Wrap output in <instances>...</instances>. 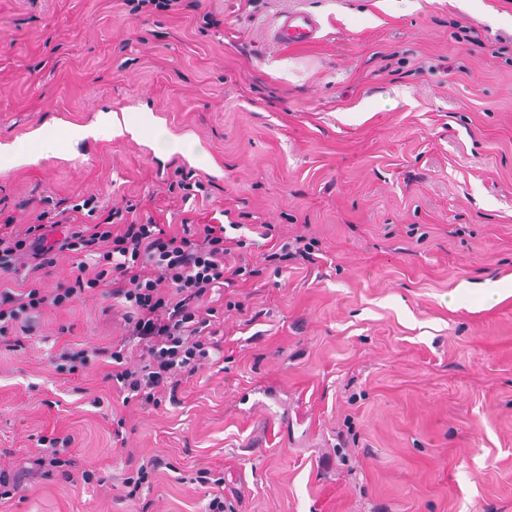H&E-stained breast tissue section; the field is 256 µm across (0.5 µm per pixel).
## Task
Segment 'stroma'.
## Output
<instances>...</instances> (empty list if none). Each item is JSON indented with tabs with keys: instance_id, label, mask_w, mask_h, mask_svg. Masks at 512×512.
Segmentation results:
<instances>
[{
	"instance_id": "stroma-1",
	"label": "stroma",
	"mask_w": 512,
	"mask_h": 512,
	"mask_svg": "<svg viewBox=\"0 0 512 512\" xmlns=\"http://www.w3.org/2000/svg\"><path fill=\"white\" fill-rule=\"evenodd\" d=\"M197 3L0 0V144L59 138L0 167V224L91 194L178 224L181 169L210 192L191 221L226 209L322 257L226 289L224 349L173 403L123 406L95 369L57 380L55 340L123 333L98 296L0 346V469H34L38 438L63 433L98 476L30 478L10 512H206L202 469L223 471L224 512H512V296L480 295L512 278V0ZM296 10L319 41L274 46ZM209 11L223 28H202ZM104 111L154 124L63 140ZM131 454L171 464L136 501Z\"/></svg>"
}]
</instances>
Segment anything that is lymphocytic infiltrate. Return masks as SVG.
Returning <instances> with one entry per match:
<instances>
[{
    "label": "lymphocytic infiltrate",
    "instance_id": "f902f5d3",
    "mask_svg": "<svg viewBox=\"0 0 512 512\" xmlns=\"http://www.w3.org/2000/svg\"><path fill=\"white\" fill-rule=\"evenodd\" d=\"M41 221L22 231L0 230V343L21 347L34 336L48 312L72 309L81 295L98 292L119 305L125 343L91 345L64 342L51 355L55 374L70 381L96 365H106L105 381L115 383L123 404L159 405L162 393L211 361L221 340L216 308L206 306L217 288L248 282L259 268L238 263L247 242L238 223L184 224L169 232L154 220L139 222L110 210L95 224L70 222L62 238L48 240L56 213L46 209ZM78 256L73 284L47 288L41 272L53 252ZM136 342L141 363L128 364L126 342ZM71 435L44 436L36 464L42 475L72 480L67 453Z\"/></svg>",
    "mask_w": 512,
    "mask_h": 512
}]
</instances>
